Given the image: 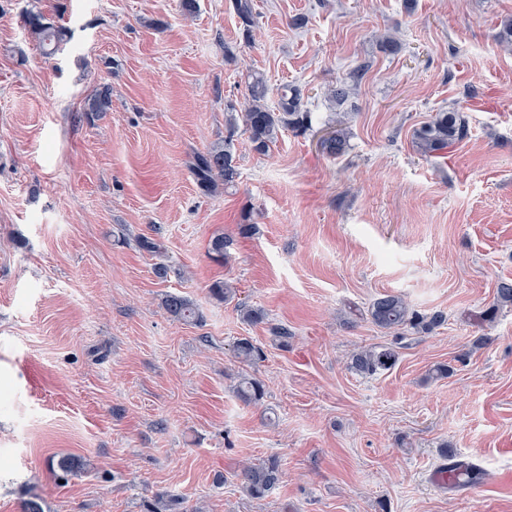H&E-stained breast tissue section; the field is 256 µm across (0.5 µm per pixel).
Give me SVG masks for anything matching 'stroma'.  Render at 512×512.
Here are the masks:
<instances>
[{"instance_id":"35a3bbf8","label":"stroma","mask_w":512,"mask_h":512,"mask_svg":"<svg viewBox=\"0 0 512 512\" xmlns=\"http://www.w3.org/2000/svg\"><path fill=\"white\" fill-rule=\"evenodd\" d=\"M180 3L0 0V512H512V0H253L248 28L233 0ZM254 73L309 114L265 155L228 125ZM440 111L467 135L422 157ZM228 136L238 177L207 193L193 157ZM386 295L445 321L380 328ZM376 346L395 364L355 372ZM450 455L477 480L436 483ZM271 457L252 498L237 475ZM164 306L167 312L179 321L198 323L202 319V314L198 308L184 296L168 295L164 301ZM238 476L252 498L262 499L279 484L281 470L278 460L269 459L259 466L243 467Z\"/></svg>"}]
</instances>
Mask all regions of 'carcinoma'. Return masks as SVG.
I'll use <instances>...</instances> for the list:
<instances>
[{
  "label": "carcinoma",
  "instance_id": "1",
  "mask_svg": "<svg viewBox=\"0 0 512 512\" xmlns=\"http://www.w3.org/2000/svg\"><path fill=\"white\" fill-rule=\"evenodd\" d=\"M29 23L39 31L41 42L45 46L57 43L62 39V32L40 22L33 15ZM267 86L263 78L255 76L248 85V105L241 113V121L249 133L253 149L266 154L275 146L282 131L293 128L302 129L308 122V114L301 111V92L291 88L282 93L283 111L275 113L265 105ZM466 136L464 123L449 112H438L431 122L425 125L417 135L416 146L423 154H431L448 148ZM194 175L198 182L209 191L219 186L232 185L237 177V169L233 164L230 144L224 143L205 155H199L194 164ZM164 306L175 319L184 322L198 323L202 314L188 298L171 294L166 297ZM373 321L384 329H399L414 321V313L408 304L399 296L387 295L377 299L371 308ZM237 358L243 363H252L261 359L262 351L252 341L243 338L235 345ZM395 363V354L387 349L362 350L352 357V368L362 374H373L379 369H388ZM238 393L247 402H257L263 396L261 384L248 377L238 383ZM239 477L248 494L255 499L266 497L279 484L281 470L278 460L269 459L259 466H245L240 470Z\"/></svg>",
  "mask_w": 512,
  "mask_h": 512
}]
</instances>
